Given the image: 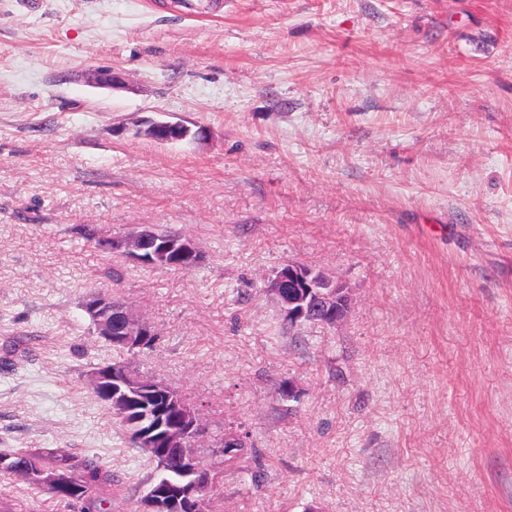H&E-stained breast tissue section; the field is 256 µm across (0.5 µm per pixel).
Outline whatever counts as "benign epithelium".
<instances>
[{"label": "benign epithelium", "mask_w": 512, "mask_h": 512, "mask_svg": "<svg viewBox=\"0 0 512 512\" xmlns=\"http://www.w3.org/2000/svg\"><path fill=\"white\" fill-rule=\"evenodd\" d=\"M143 135L160 144H174L186 139L205 140L209 130L205 126L191 128L181 121H153L143 130ZM104 248H123L131 256L143 263H149L154 257L161 254L167 257L166 264L181 267L185 264L200 262V252L194 242L180 236L174 240H166L158 245V240L147 229L121 238H106L101 241ZM281 303L283 318L288 324L298 325L305 321L323 319L331 324L342 321L350 306L348 289L322 272L315 271L307 266L290 262L276 272L268 285ZM97 334L106 340L112 339V311H123L122 317L117 321L120 333L129 342H142L155 335L147 321L133 316L128 307L122 302L114 303L110 298L93 294L84 306ZM93 389L99 393L104 401L113 409L121 410L130 400V390L136 389L141 395L160 398L165 394L163 387L152 380L132 378L127 373L119 374L107 367L96 368L91 375ZM191 424L181 426L175 430L166 431L162 435V443L166 448H184L186 445L203 434V427L198 411H190ZM29 474H37L45 483L58 489L59 493L69 495L74 491L72 482L56 474H48L36 467L21 466ZM209 483V477L191 471L186 480L184 495L190 507L194 508ZM166 493L154 490L142 497V512H176L178 503L162 502Z\"/></svg>", "instance_id": "benign-epithelium-1"}]
</instances>
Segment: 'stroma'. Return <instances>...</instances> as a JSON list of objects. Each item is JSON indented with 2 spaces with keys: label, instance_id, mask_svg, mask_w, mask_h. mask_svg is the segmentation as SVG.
Returning a JSON list of instances; mask_svg holds the SVG:
<instances>
[{
  "label": "stroma",
  "instance_id": "35a3bbf8",
  "mask_svg": "<svg viewBox=\"0 0 512 512\" xmlns=\"http://www.w3.org/2000/svg\"><path fill=\"white\" fill-rule=\"evenodd\" d=\"M193 3L0 0V452H94L138 512L100 292L201 415L204 512H512V0ZM152 228L198 267L87 238ZM291 262L350 289L341 322L283 330ZM0 512L68 510L0 472ZM143 135L160 144H174L186 139L205 140L209 130L205 126L197 125L192 129L181 121H151L143 130ZM112 299L104 298L98 294H93L85 303V312L89 316L97 334L106 340H112V336H114V332L112 330V320H114L112 311L118 309L123 310L121 319L117 321V324L120 325L121 328L119 333H122V336H125L127 341L131 343L138 337L136 344L137 348H133L132 346H127L122 343H112V348L117 353L126 352V354H134L137 349L148 346L151 343V340L146 342L143 347H140L144 340L150 336H156V333L150 323L144 319L134 317L128 307L122 302L118 301L117 303L113 302L112 304Z\"/></svg>",
  "mask_w": 512,
  "mask_h": 512
}]
</instances>
